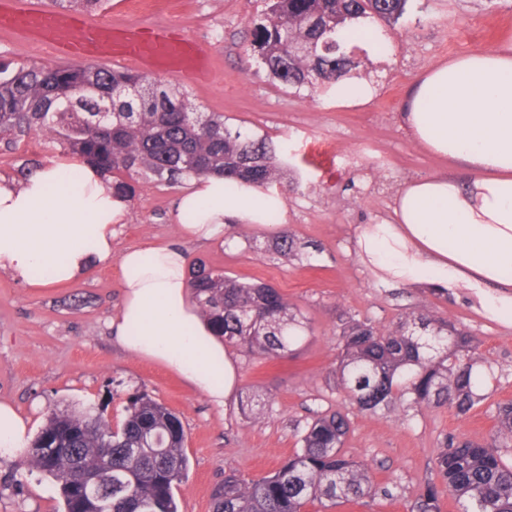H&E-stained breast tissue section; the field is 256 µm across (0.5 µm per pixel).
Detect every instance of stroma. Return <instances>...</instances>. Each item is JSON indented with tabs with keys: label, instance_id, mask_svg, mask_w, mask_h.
<instances>
[{
	"label": "stroma",
	"instance_id": "stroma-1",
	"mask_svg": "<svg viewBox=\"0 0 512 512\" xmlns=\"http://www.w3.org/2000/svg\"><path fill=\"white\" fill-rule=\"evenodd\" d=\"M257 13L256 0H158L148 12L134 10L130 0H110L95 18L111 25L173 23L204 40L212 77L190 87L191 101L287 149L288 186L277 192L282 204L274 221L259 228L234 218L223 242L184 243L189 260L204 259L231 277L260 280L287 295L309 321L304 340L268 360L229 348L240 386L221 410L164 365L117 346L108 322L121 302V253L181 240L180 187L132 176L110 265L40 292L0 273V402L13 405L37 431L51 408L92 405L120 420L128 396L148 391L179 415L186 431L190 468L175 490L182 512H212L211 494L225 472L273 473L295 450L298 427L338 409L351 423L343 451L371 467L376 494L331 512H410L424 484L437 477L435 457L445 440L491 441L496 403L512 400V316H483L466 297L447 291L377 281L353 242L362 225L389 215L401 183L449 170L465 176L464 167L449 166L415 143L401 112L417 76L437 62L512 44V0H412L395 29L370 24L375 93L351 107L282 88L259 72L251 46ZM58 152L39 135L15 150L0 143V176H17ZM284 230L298 257L274 251L272 242ZM422 311L477 338L471 357L482 377V402L464 416L405 403L383 415L359 413L334 377L341 318L390 327ZM249 396L268 405L265 418L244 414ZM20 461L17 453L0 457V512H60L53 480Z\"/></svg>",
	"mask_w": 512,
	"mask_h": 512
}]
</instances>
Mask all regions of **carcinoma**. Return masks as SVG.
<instances>
[{
	"instance_id": "cac0c4a2",
	"label": "carcinoma",
	"mask_w": 512,
	"mask_h": 512,
	"mask_svg": "<svg viewBox=\"0 0 512 512\" xmlns=\"http://www.w3.org/2000/svg\"><path fill=\"white\" fill-rule=\"evenodd\" d=\"M108 0H50L61 11L96 13ZM411 0H264L254 28L258 65L287 89L332 94L360 79L361 61L345 28L374 19L395 27ZM42 133L60 150L102 173L126 172L174 187L189 177H224L263 195L288 175L274 143L231 127L218 113L196 112L182 88L145 74L83 64L55 68L0 63V141L18 148ZM200 317L224 345L254 356L285 353L303 338L306 318L273 286L242 282L204 260L190 269ZM475 338L450 320L422 312L388 329L348 318L337 336L338 385L362 413L376 415L408 398L416 407L465 415L483 397L469 352ZM491 442L452 438L438 449L439 481H429L411 512H442L449 496L462 512H512V465L500 448L512 442V401L495 408ZM347 415L328 411L297 431L298 448L272 474H224L213 512H305L369 496L370 468L342 452ZM180 417L146 391L127 399L117 423L102 412H47L21 464L57 485L63 512H181L174 490L189 458ZM83 467L112 500L78 496Z\"/></svg>"
}]
</instances>
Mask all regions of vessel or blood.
Wrapping results in <instances>:
<instances>
[{
    "label": "vessel or blood",
    "instance_id": "1",
    "mask_svg": "<svg viewBox=\"0 0 512 512\" xmlns=\"http://www.w3.org/2000/svg\"><path fill=\"white\" fill-rule=\"evenodd\" d=\"M0 31L48 48L63 63L162 70L182 83L201 84L211 78L203 42L163 23L112 26L61 13L39 0H0Z\"/></svg>",
    "mask_w": 512,
    "mask_h": 512
}]
</instances>
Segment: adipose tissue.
<instances>
[{"label": "adipose tissue", "mask_w": 512, "mask_h": 512, "mask_svg": "<svg viewBox=\"0 0 512 512\" xmlns=\"http://www.w3.org/2000/svg\"><path fill=\"white\" fill-rule=\"evenodd\" d=\"M402 119L426 151L463 163L468 180L448 173L406 182L391 218L364 225L355 251L375 276L411 288L461 290L491 317L512 312V46L438 63L414 81ZM82 168L79 188L58 190ZM187 238L220 241L224 221L262 224L260 194L229 195L223 178L192 177L177 201ZM126 204L99 170L56 155L28 179L0 178V271L31 288L87 276L111 262L112 238ZM122 301L109 327L114 340L166 364L216 408L240 375L224 342L196 312L188 263L177 245L145 244L119 258ZM51 280L33 278L36 267Z\"/></svg>", "instance_id": "adipose-tissue-1"}]
</instances>
